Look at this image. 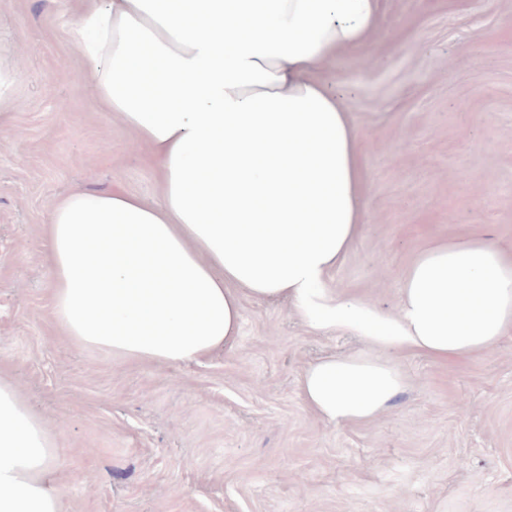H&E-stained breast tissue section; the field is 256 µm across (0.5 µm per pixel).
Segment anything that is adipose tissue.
<instances>
[{
	"label": "adipose tissue",
	"mask_w": 512,
	"mask_h": 512,
	"mask_svg": "<svg viewBox=\"0 0 512 512\" xmlns=\"http://www.w3.org/2000/svg\"><path fill=\"white\" fill-rule=\"evenodd\" d=\"M381 0H77L71 41L102 108L148 145L159 200L76 191L44 233L62 335L126 364L173 366L233 347L243 295L291 297L317 328L371 349L311 364L307 406L374 419L404 378L373 347L436 359L512 332V255L491 243L423 252L400 314L329 301L326 272L365 216L362 149L321 69L359 48ZM59 434L0 378V512H63Z\"/></svg>",
	"instance_id": "adipose-tissue-1"
}]
</instances>
